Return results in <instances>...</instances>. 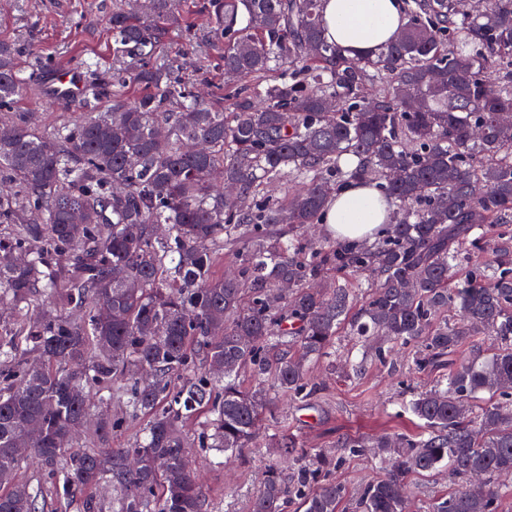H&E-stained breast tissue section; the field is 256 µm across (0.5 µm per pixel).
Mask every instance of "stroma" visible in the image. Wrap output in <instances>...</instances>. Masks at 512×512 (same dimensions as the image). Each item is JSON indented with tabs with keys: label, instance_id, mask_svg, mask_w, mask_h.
Instances as JSON below:
<instances>
[{
	"label": "stroma",
	"instance_id": "35a3bbf8",
	"mask_svg": "<svg viewBox=\"0 0 512 512\" xmlns=\"http://www.w3.org/2000/svg\"><path fill=\"white\" fill-rule=\"evenodd\" d=\"M120 0H0V40L13 44L27 66L31 90L13 104L16 112L29 113L32 121L49 128L55 122L72 120L82 110L78 99H50L42 90L39 59L50 58L55 67L67 68L84 59L97 65L103 91L112 81V35L109 19ZM156 53L186 74L203 72L215 92L224 90V45L209 38L207 28L197 25L189 33H173ZM391 366L369 364L350 381L317 368L320 389L305 402L280 399L266 410L268 422L287 418L290 433L308 448H336L342 463L333 473L345 486L342 512H350L362 487L384 471L372 451L346 453L338 443L350 435H371L385 429L412 430L408 416L399 415V399L405 387L429 388L433 375L411 368L412 351L396 348ZM192 468L206 496L207 512H247L249 499L257 491L265 472L278 468L290 476L293 466L273 456L267 446V430L259 428L253 444L241 455L225 459L222 453L192 449Z\"/></svg>",
	"mask_w": 512,
	"mask_h": 512
}]
</instances>
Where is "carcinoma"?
<instances>
[{
  "label": "carcinoma",
  "instance_id": "obj_1",
  "mask_svg": "<svg viewBox=\"0 0 512 512\" xmlns=\"http://www.w3.org/2000/svg\"><path fill=\"white\" fill-rule=\"evenodd\" d=\"M148 9L149 23L137 0L112 12L106 109L44 130L24 112L0 120V305L14 313L0 322V512L57 510L100 483L116 494L88 512H204L189 449L242 453L273 398L316 392L312 369L343 334L383 365L410 347L435 377L405 403L418 431L340 443L387 468L354 512H412L414 479L445 464L428 512H498L496 479L512 474V0H404L399 35L354 57L326 40L320 0H204L229 112L155 56L195 19L176 0ZM28 90L0 41V109ZM355 182L391 201L386 234L308 238ZM136 426L131 447L100 451ZM269 447L294 475L269 471L250 512H340L335 456L286 431ZM35 463L41 479H16Z\"/></svg>",
  "mask_w": 512,
  "mask_h": 512
}]
</instances>
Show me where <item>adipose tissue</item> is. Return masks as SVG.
Instances as JSON below:
<instances>
[{"mask_svg":"<svg viewBox=\"0 0 512 512\" xmlns=\"http://www.w3.org/2000/svg\"><path fill=\"white\" fill-rule=\"evenodd\" d=\"M330 43L344 54L375 51L401 31V0H322ZM389 206L371 184L353 183L330 199L324 222L339 244L354 246L386 228Z\"/></svg>","mask_w":512,"mask_h":512,"instance_id":"1","label":"adipose tissue"}]
</instances>
